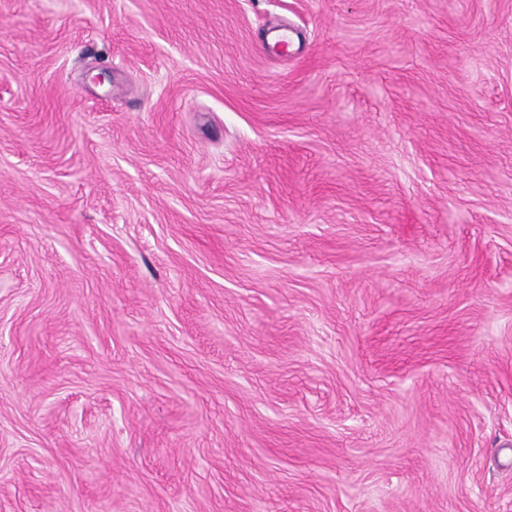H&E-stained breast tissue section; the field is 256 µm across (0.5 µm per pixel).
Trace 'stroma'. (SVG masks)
Masks as SVG:
<instances>
[{"label":"stroma","mask_w":512,"mask_h":512,"mask_svg":"<svg viewBox=\"0 0 512 512\" xmlns=\"http://www.w3.org/2000/svg\"><path fill=\"white\" fill-rule=\"evenodd\" d=\"M0 512H512V0H0Z\"/></svg>","instance_id":"stroma-1"}]
</instances>
